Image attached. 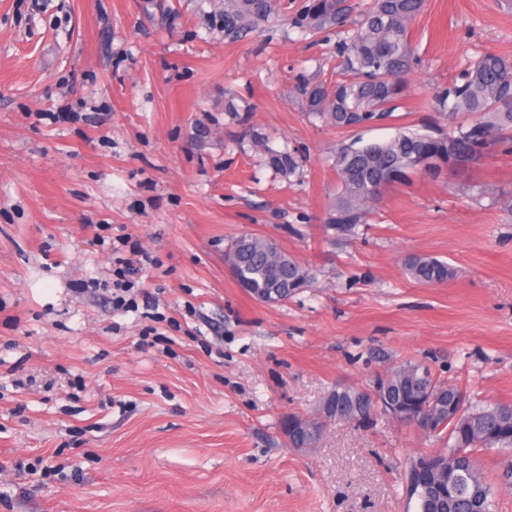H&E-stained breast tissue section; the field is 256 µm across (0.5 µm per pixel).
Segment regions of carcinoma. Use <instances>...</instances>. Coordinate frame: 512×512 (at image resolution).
<instances>
[{
    "label": "carcinoma",
    "instance_id": "cac0c4a2",
    "mask_svg": "<svg viewBox=\"0 0 512 512\" xmlns=\"http://www.w3.org/2000/svg\"><path fill=\"white\" fill-rule=\"evenodd\" d=\"M423 6L424 0H366L353 21L355 6L348 0H306L293 16L295 27L313 34L335 32L339 58V79L333 83L299 76L296 91L308 119L336 130H353L392 118L414 69L410 30ZM281 9L280 0H223L215 21L225 38L237 40L277 19ZM434 104L448 117L449 131L402 127L385 141H354L337 149L333 169L340 189L326 218L336 234L353 235L388 187L405 184L414 174L435 176L445 167L467 165L512 142V56L482 55L436 91ZM267 160L284 176L296 174L303 162L286 148L268 151ZM224 262L237 266L236 281L256 299L271 288H282L286 302L311 287L313 280L309 266L263 236H238L225 248ZM403 267L411 280L425 286L443 283L452 275L447 263L425 255L405 258ZM382 378L391 393L417 407L415 420L432 421L424 436L444 443L439 456L448 458V468L457 469L455 502L416 486L408 494L416 512H448L450 507L492 512V487L477 453L483 448H512V402L474 405L454 386L464 412L453 420L427 402L443 383L426 364L407 361ZM382 417L372 396L360 393L353 398L349 389L340 388L334 407L319 403L311 419L323 429L336 419L367 428Z\"/></svg>",
    "mask_w": 512,
    "mask_h": 512
}]
</instances>
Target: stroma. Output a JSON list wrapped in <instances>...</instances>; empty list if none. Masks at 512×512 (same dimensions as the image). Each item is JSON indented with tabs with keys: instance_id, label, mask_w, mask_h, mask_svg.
Instances as JSON below:
<instances>
[{
	"instance_id": "obj_1",
	"label": "stroma",
	"mask_w": 512,
	"mask_h": 512,
	"mask_svg": "<svg viewBox=\"0 0 512 512\" xmlns=\"http://www.w3.org/2000/svg\"><path fill=\"white\" fill-rule=\"evenodd\" d=\"M303 2L230 41L220 0H0V512H416L403 472L439 444L336 420L292 448L281 418L409 360L512 402V154L388 188L358 236L324 224L337 144L447 126L433 92L512 55V0H425L395 120L346 133L295 91L336 58L293 27ZM269 147L303 170L276 175ZM244 233L311 264V288L252 298L224 262ZM126 236L157 315L112 307ZM410 253L451 277L413 282Z\"/></svg>"
}]
</instances>
